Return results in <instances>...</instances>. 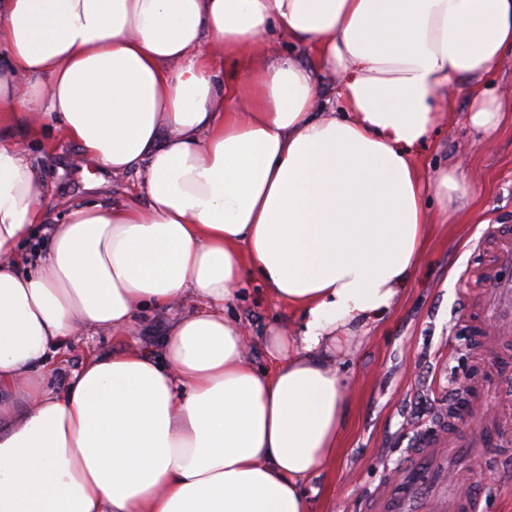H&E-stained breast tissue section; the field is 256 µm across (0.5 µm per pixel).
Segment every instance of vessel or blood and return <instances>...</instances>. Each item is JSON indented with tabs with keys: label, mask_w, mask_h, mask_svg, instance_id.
<instances>
[{
	"label": "vessel or blood",
	"mask_w": 512,
	"mask_h": 512,
	"mask_svg": "<svg viewBox=\"0 0 512 512\" xmlns=\"http://www.w3.org/2000/svg\"><path fill=\"white\" fill-rule=\"evenodd\" d=\"M487 317L512 321V279H498L484 301ZM483 449L478 439L467 441L420 439L407 465L400 471L397 490L379 489L363 502V512H424V494L440 493L442 503L431 512H479L476 494L461 489L457 461L460 456H479Z\"/></svg>",
	"instance_id": "b4317fda"
}]
</instances>
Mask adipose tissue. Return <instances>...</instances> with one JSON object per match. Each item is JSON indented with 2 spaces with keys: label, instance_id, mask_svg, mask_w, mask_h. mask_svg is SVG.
Returning a JSON list of instances; mask_svg holds the SVG:
<instances>
[{
  "label": "adipose tissue",
  "instance_id": "obj_1",
  "mask_svg": "<svg viewBox=\"0 0 512 512\" xmlns=\"http://www.w3.org/2000/svg\"><path fill=\"white\" fill-rule=\"evenodd\" d=\"M215 48L256 67L219 77ZM508 53L512 0H0V125L45 113L99 169L139 168L147 198L50 224L0 134V512H309L345 423L332 359L411 283L429 194L468 193L462 163L428 175L416 149L453 87L472 127L499 126L486 78ZM255 276L300 318L267 337L269 371L224 315ZM155 311L159 351L88 355L47 391L61 346Z\"/></svg>",
  "mask_w": 512,
  "mask_h": 512
}]
</instances>
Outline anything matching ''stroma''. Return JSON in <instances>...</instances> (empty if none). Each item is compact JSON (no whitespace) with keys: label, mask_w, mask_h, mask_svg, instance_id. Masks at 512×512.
<instances>
[{"label":"stroma","mask_w":512,"mask_h":512,"mask_svg":"<svg viewBox=\"0 0 512 512\" xmlns=\"http://www.w3.org/2000/svg\"><path fill=\"white\" fill-rule=\"evenodd\" d=\"M454 107L418 160L431 168L462 160L470 174L465 215H437L424 257L397 307L369 336L337 352L335 365L349 383L347 416L335 464L308 481L310 512H363L364 499L392 486L420 437L435 435L436 421L447 416L458 437H485L483 458L467 463L466 475L482 501L483 512H512V332L492 327L481 312L488 276L500 268L480 251L484 235L512 227V120L491 137L474 132L465 117L468 98L452 90ZM23 138L51 216H61L81 201L109 203L140 198L142 176L115 177L77 155L63 136L52 140L14 130ZM248 336L247 357L259 370L274 361L263 344L270 330H295L298 315L267 298L259 279L240 287L226 309ZM164 331L157 317L134 326L130 335L84 336L55 356L52 388H59L87 353L121 350L133 343L155 344ZM468 402L470 418L449 416L457 402Z\"/></svg>","instance_id":"35a3bbf8"}]
</instances>
